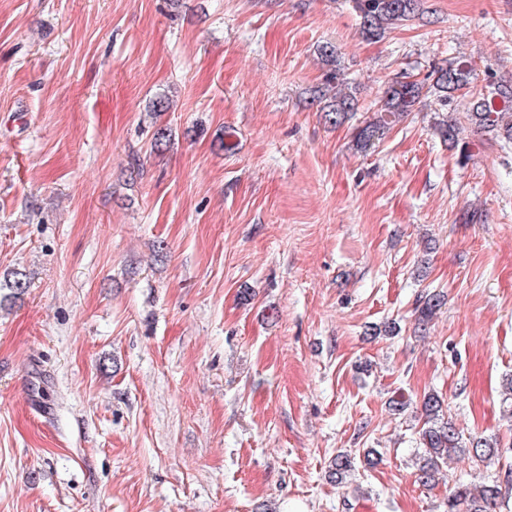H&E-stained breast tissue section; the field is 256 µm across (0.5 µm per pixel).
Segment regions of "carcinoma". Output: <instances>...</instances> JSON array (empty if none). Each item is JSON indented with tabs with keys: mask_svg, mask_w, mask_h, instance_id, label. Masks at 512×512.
Returning <instances> with one entry per match:
<instances>
[{
	"mask_svg": "<svg viewBox=\"0 0 512 512\" xmlns=\"http://www.w3.org/2000/svg\"><path fill=\"white\" fill-rule=\"evenodd\" d=\"M360 20V34L367 41H378L386 32L415 18L419 0H350ZM326 66L324 82L314 91L313 102L325 122L338 125L358 110L355 92L339 86L335 50L326 45L320 49ZM442 107L453 104L455 94L469 96L465 119L477 132H488L512 144V85H500L488 94L475 89L473 68L465 61L450 60L434 67L427 81L420 82L407 75L397 76L384 89L371 114L355 129L353 141L360 150L370 147L390 126L402 121L420 103L423 90ZM436 134L448 145L459 144L461 126L456 120H441ZM443 305V295L429 293L420 301L419 323L428 324ZM421 427L418 431L416 465L421 483H438L450 459L465 457L485 462L499 456L498 440L482 436L463 437L447 417L444 400L435 392H427L421 400ZM356 468L348 453H338L330 462L329 478L341 484ZM512 493V465L504 474L484 477L478 484L458 481L450 490L446 512H497L503 499Z\"/></svg>",
	"mask_w": 512,
	"mask_h": 512,
	"instance_id": "1",
	"label": "carcinoma"
}]
</instances>
